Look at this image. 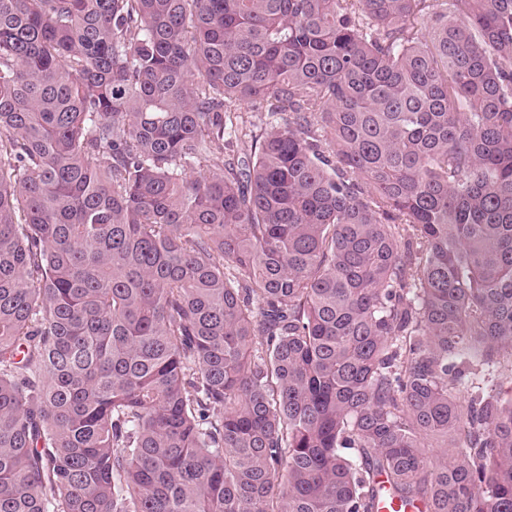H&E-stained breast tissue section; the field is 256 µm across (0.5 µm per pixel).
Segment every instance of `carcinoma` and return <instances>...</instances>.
Returning a JSON list of instances; mask_svg holds the SVG:
<instances>
[{"label": "carcinoma", "instance_id": "obj_1", "mask_svg": "<svg viewBox=\"0 0 512 512\" xmlns=\"http://www.w3.org/2000/svg\"><path fill=\"white\" fill-rule=\"evenodd\" d=\"M511 350L512 0H0V512H512Z\"/></svg>", "mask_w": 512, "mask_h": 512}]
</instances>
